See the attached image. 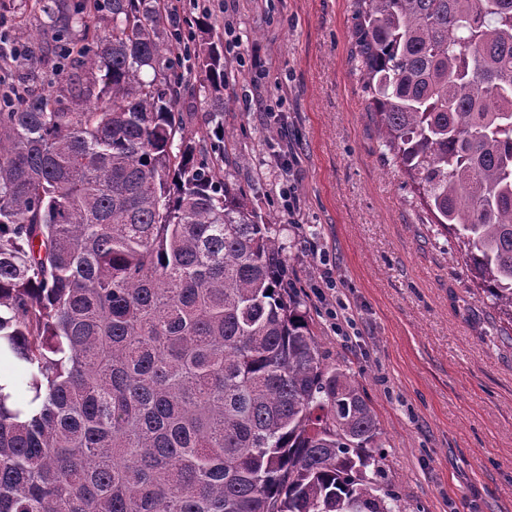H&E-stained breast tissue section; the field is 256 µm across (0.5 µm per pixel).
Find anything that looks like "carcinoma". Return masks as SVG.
<instances>
[{
	"label": "carcinoma",
	"mask_w": 512,
	"mask_h": 512,
	"mask_svg": "<svg viewBox=\"0 0 512 512\" xmlns=\"http://www.w3.org/2000/svg\"><path fill=\"white\" fill-rule=\"evenodd\" d=\"M29 2L23 65L56 80L0 84V353L25 368L0 512H396L374 408L185 132L165 0ZM351 38L385 162L512 325V0H352Z\"/></svg>",
	"instance_id": "cac0c4a2"
}]
</instances>
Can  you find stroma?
<instances>
[{
  "mask_svg": "<svg viewBox=\"0 0 512 512\" xmlns=\"http://www.w3.org/2000/svg\"><path fill=\"white\" fill-rule=\"evenodd\" d=\"M351 0H185L224 41V136L203 74L186 131L284 244L327 364L354 374L383 432L401 512H512V341L457 241L381 158L351 59Z\"/></svg>",
  "mask_w": 512,
  "mask_h": 512,
  "instance_id": "1",
  "label": "stroma"
}]
</instances>
